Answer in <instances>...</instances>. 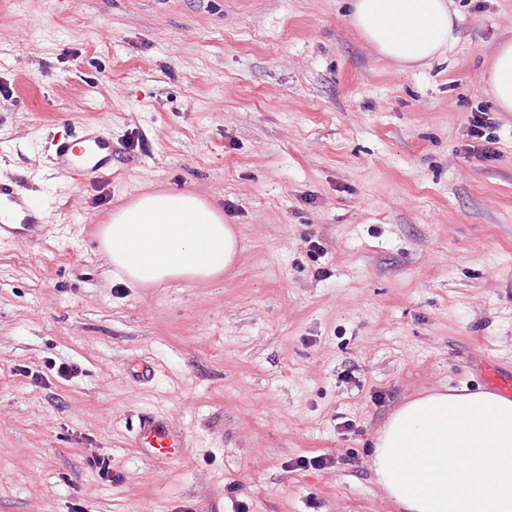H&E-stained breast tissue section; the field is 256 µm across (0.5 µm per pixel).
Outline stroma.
Segmentation results:
<instances>
[{
    "mask_svg": "<svg viewBox=\"0 0 512 512\" xmlns=\"http://www.w3.org/2000/svg\"><path fill=\"white\" fill-rule=\"evenodd\" d=\"M452 3L456 43L404 72L350 0H0V180L45 213L33 245L0 240V512H401L374 433L512 366V112L485 82L512 0ZM89 122L100 181L49 161ZM180 191L235 226V266L123 285L101 225ZM148 415L184 448L140 456Z\"/></svg>",
    "mask_w": 512,
    "mask_h": 512,
    "instance_id": "35a3bbf8",
    "label": "stroma"
}]
</instances>
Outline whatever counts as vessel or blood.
Wrapping results in <instances>:
<instances>
[{"mask_svg":"<svg viewBox=\"0 0 512 512\" xmlns=\"http://www.w3.org/2000/svg\"><path fill=\"white\" fill-rule=\"evenodd\" d=\"M53 162L77 179H101L112 171V139L99 125L84 124L73 140L57 141ZM43 222L42 212L12 186L0 182V239L29 241L30 231ZM484 383L512 399V368L488 360L483 364ZM133 445L144 456L160 459L183 447L184 437L167 418L145 417Z\"/></svg>","mask_w":512,"mask_h":512,"instance_id":"b4317fda","label":"vessel or blood"}]
</instances>
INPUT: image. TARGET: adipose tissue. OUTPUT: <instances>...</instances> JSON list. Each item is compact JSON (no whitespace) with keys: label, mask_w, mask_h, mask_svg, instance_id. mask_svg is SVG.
<instances>
[{"label":"adipose tissue","mask_w":512,"mask_h":512,"mask_svg":"<svg viewBox=\"0 0 512 512\" xmlns=\"http://www.w3.org/2000/svg\"><path fill=\"white\" fill-rule=\"evenodd\" d=\"M447 0H353L350 20L382 57L411 68L457 39ZM488 85L512 112V41L494 55ZM102 253L133 288L204 283L239 253L221 209L191 192L149 193L113 212ZM368 466L401 512H512V400L486 390L447 389L397 409L373 440Z\"/></svg>","instance_id":"ef3b65f1"}]
</instances>
